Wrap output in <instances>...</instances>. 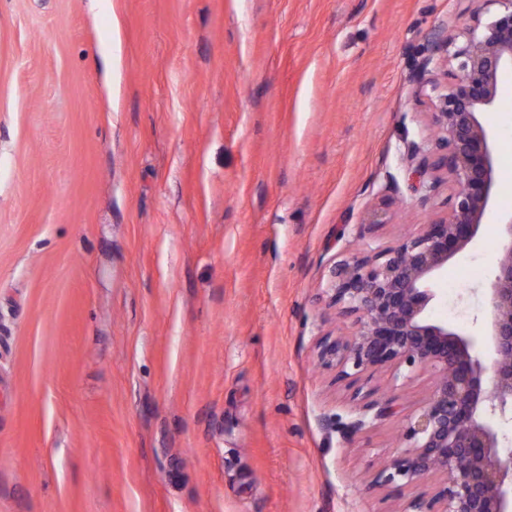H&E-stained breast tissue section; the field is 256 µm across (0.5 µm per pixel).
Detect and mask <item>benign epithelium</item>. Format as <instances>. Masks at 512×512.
<instances>
[{
  "label": "benign epithelium",
  "mask_w": 512,
  "mask_h": 512,
  "mask_svg": "<svg viewBox=\"0 0 512 512\" xmlns=\"http://www.w3.org/2000/svg\"><path fill=\"white\" fill-rule=\"evenodd\" d=\"M482 3L501 9L484 23L481 6L474 7V24L460 45L447 28L434 29L431 55L418 71L421 87L439 100L431 113L438 137L432 151L411 144L408 157L429 176V194L452 184L448 214L394 246L331 266L328 304L356 330L347 340L326 334L317 343L321 364L354 389L356 417L343 427L347 438L395 410L396 396L378 399L358 385L362 374L432 373V393L403 433L406 449L372 480L400 490L437 478L431 493L414 496L402 512H512V453H503L490 422L512 416V214L496 217L503 243L487 296V334H468L430 313L438 277L476 243L496 195V135L482 116L495 105L500 76L512 71V0ZM436 54L456 62L444 88L429 73Z\"/></svg>",
  "instance_id": "7a95c632"
}]
</instances>
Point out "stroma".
I'll return each instance as SVG.
<instances>
[{
  "label": "stroma",
  "mask_w": 512,
  "mask_h": 512,
  "mask_svg": "<svg viewBox=\"0 0 512 512\" xmlns=\"http://www.w3.org/2000/svg\"><path fill=\"white\" fill-rule=\"evenodd\" d=\"M465 0H0V512H401L433 388L353 440L318 363L333 264L448 210L418 64ZM430 57V56H429ZM484 122L512 211V72ZM386 211L371 225L369 213ZM497 225L434 318L480 332Z\"/></svg>",
  "instance_id": "35a3bbf8"
}]
</instances>
